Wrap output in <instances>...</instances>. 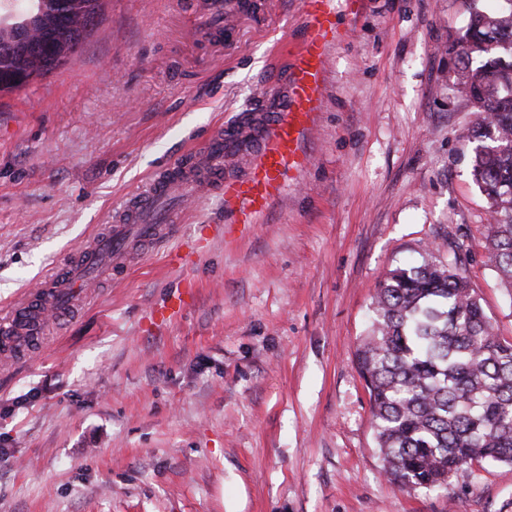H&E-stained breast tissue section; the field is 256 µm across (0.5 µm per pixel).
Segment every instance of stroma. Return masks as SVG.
<instances>
[{"label":"stroma","mask_w":512,"mask_h":512,"mask_svg":"<svg viewBox=\"0 0 512 512\" xmlns=\"http://www.w3.org/2000/svg\"><path fill=\"white\" fill-rule=\"evenodd\" d=\"M223 37L204 0H101L64 62L0 93V314L220 127L245 128L304 38L302 0H248ZM489 0L339 12L308 167L254 225L217 197L0 360V512H512V465L395 489L355 351L392 269L462 239L512 341L471 174L477 117L450 47Z\"/></svg>","instance_id":"1"}]
</instances>
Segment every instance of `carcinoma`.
I'll return each instance as SVG.
<instances>
[{
	"instance_id": "carcinoma-1",
	"label": "carcinoma",
	"mask_w": 512,
	"mask_h": 512,
	"mask_svg": "<svg viewBox=\"0 0 512 512\" xmlns=\"http://www.w3.org/2000/svg\"><path fill=\"white\" fill-rule=\"evenodd\" d=\"M0 23L9 67L35 77L58 68L95 25L100 0H36ZM476 10L455 42L449 87L478 114L472 175L491 202L485 249L512 288V0ZM389 272L373 296V322L356 366L371 404L383 469L402 492L448 491L473 463L512 464V342L498 336L456 252Z\"/></svg>"
}]
</instances>
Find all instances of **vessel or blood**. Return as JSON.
I'll list each match as a JSON object with an SVG mask.
<instances>
[{"label":"vessel or blood","instance_id":"b4317fda","mask_svg":"<svg viewBox=\"0 0 512 512\" xmlns=\"http://www.w3.org/2000/svg\"><path fill=\"white\" fill-rule=\"evenodd\" d=\"M302 21L308 34L290 57L277 103L252 130L248 177L225 174V160L240 152V133L232 127L219 130L203 151L187 153L156 175L144 192L129 199L114 224L80 245L40 288L1 315V333L26 335L35 316L57 318L79 308L89 289L126 271L133 248L143 249L178 233V214L167 208L171 200L220 195L236 207L239 223H260L284 194L291 173L306 167L305 141L317 122L329 52L341 38L334 0H303Z\"/></svg>","mask_w":512,"mask_h":512}]
</instances>
